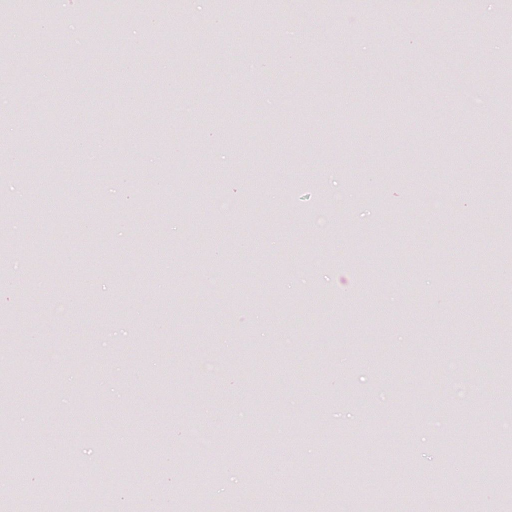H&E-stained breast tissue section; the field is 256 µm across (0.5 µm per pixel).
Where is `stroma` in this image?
<instances>
[{
	"label": "stroma",
	"mask_w": 512,
	"mask_h": 512,
	"mask_svg": "<svg viewBox=\"0 0 512 512\" xmlns=\"http://www.w3.org/2000/svg\"><path fill=\"white\" fill-rule=\"evenodd\" d=\"M87 13V0H65L31 67L18 77L0 66L11 97L0 108V238L36 241L50 268L32 277L29 257L0 245L11 296L0 360L25 359L0 388L11 439L52 446L72 486L110 471L90 490L104 512L132 500L184 512L151 487L191 474L195 512H317L332 485L382 498L383 512H443L452 472L469 478L453 512H512L504 474L487 467L512 448L498 426L512 405V0H285L247 39L227 0L196 11L179 0L145 18L102 16L105 58ZM133 31L143 62L130 71L120 59ZM93 83L102 95L87 94ZM134 84L147 101H131ZM231 111L245 121L230 136L216 119ZM31 114L46 146L34 161L8 121ZM122 114L155 143L114 131ZM62 128L76 142L94 130L86 154L108 177L63 165ZM146 178L159 188L142 213L132 192ZM258 183L253 211L211 208L225 185L243 194ZM460 190L475 193L464 210ZM35 194L40 216L27 206ZM440 194L443 210L431 205ZM189 197L198 205L182 212ZM339 199L335 223L313 224ZM75 202L100 234L89 245L74 232L56 251L49 229ZM193 224L220 233L203 242ZM146 266L154 278H127ZM489 273L499 286L483 298L473 287ZM203 357L223 358V371L200 373ZM309 415L318 428L301 433ZM263 432L278 489L267 502L240 456H183ZM130 435L145 439L142 461L120 452ZM389 471L424 485V500L396 483L382 494Z\"/></svg>",
	"instance_id": "obj_1"
}]
</instances>
